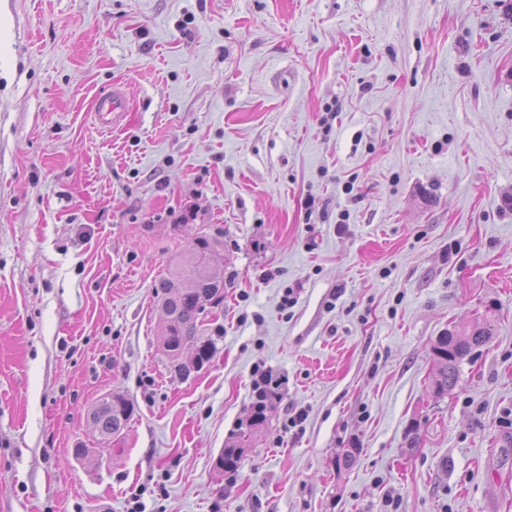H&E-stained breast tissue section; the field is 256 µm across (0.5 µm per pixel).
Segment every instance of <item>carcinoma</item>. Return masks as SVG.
<instances>
[{"label":"carcinoma","mask_w":512,"mask_h":512,"mask_svg":"<svg viewBox=\"0 0 512 512\" xmlns=\"http://www.w3.org/2000/svg\"><path fill=\"white\" fill-rule=\"evenodd\" d=\"M223 242L200 235L191 248L176 258L165 275L153 285L154 293L169 314L171 325L159 338L161 353L167 357L170 370L182 379L208 362L216 351V342L203 335L197 325L200 309L209 303L224 305V268L211 266L210 258L219 253ZM492 324L485 321L472 328L454 327L437 337L432 349L437 374L432 379L433 395L442 397L455 387L464 361L471 360L473 351L490 342ZM193 350V358L183 360L185 349ZM266 404L261 395H255L252 414L246 427L237 434L236 441L225 447L219 458L218 470L234 473L238 470L243 448L253 432L266 423ZM133 415L128 398L118 392L102 396L92 408L90 419L94 430L104 441L123 433Z\"/></svg>","instance_id":"carcinoma-1"}]
</instances>
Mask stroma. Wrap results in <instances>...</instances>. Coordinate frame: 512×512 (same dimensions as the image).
<instances>
[{
	"label": "stroma",
	"instance_id": "1",
	"mask_svg": "<svg viewBox=\"0 0 512 512\" xmlns=\"http://www.w3.org/2000/svg\"><path fill=\"white\" fill-rule=\"evenodd\" d=\"M214 232L217 350L182 380L152 285ZM487 318L434 397L436 338ZM138 502L512 512V0H0V512ZM95 103L94 120L103 129L112 128L114 124L113 117L116 115L123 116L124 112H129L130 108V100L127 95L115 88H112L110 92L100 94ZM133 415L128 398L118 392L102 396L92 408L90 419L94 430L104 441L123 433ZM260 394L261 393L255 395L252 414L245 429L240 428V432L236 436L237 440L234 441L232 445H229L222 450L218 464L219 471L223 473H235L238 470L243 448L249 441L251 434L266 423V400H262Z\"/></svg>",
	"mask_w": 512,
	"mask_h": 512
}]
</instances>
